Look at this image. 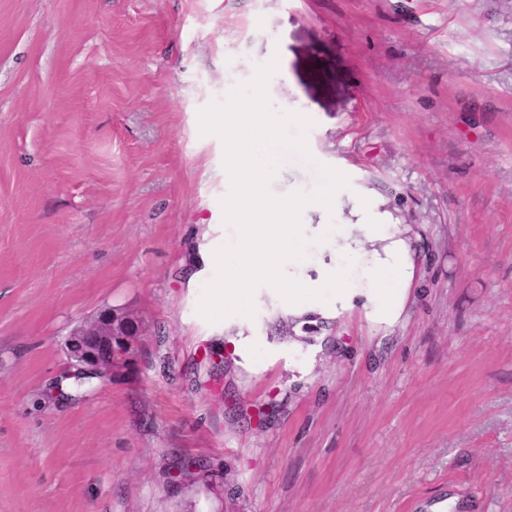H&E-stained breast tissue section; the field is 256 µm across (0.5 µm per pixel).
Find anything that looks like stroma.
<instances>
[{"instance_id":"1","label":"stroma","mask_w":512,"mask_h":512,"mask_svg":"<svg viewBox=\"0 0 512 512\" xmlns=\"http://www.w3.org/2000/svg\"><path fill=\"white\" fill-rule=\"evenodd\" d=\"M279 55L276 111L390 215L415 262L391 325L197 312L231 233L198 112ZM138 325L111 381L50 400L64 337ZM245 335L250 358L229 348ZM224 378L197 376L206 348ZM212 479L173 484L176 458ZM512 512V0H0V512Z\"/></svg>"}]
</instances>
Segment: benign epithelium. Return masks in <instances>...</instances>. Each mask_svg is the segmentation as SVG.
I'll list each match as a JSON object with an SVG mask.
<instances>
[{"mask_svg": "<svg viewBox=\"0 0 512 512\" xmlns=\"http://www.w3.org/2000/svg\"><path fill=\"white\" fill-rule=\"evenodd\" d=\"M134 322L115 311H106L76 328L63 341L66 369L93 371L101 380L112 379L117 360L130 354Z\"/></svg>", "mask_w": 512, "mask_h": 512, "instance_id": "benign-epithelium-1", "label": "benign epithelium"}]
</instances>
